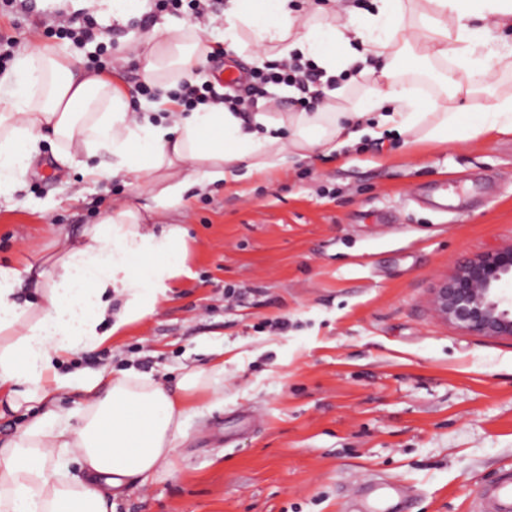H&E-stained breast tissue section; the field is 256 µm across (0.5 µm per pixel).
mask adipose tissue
<instances>
[{
	"mask_svg": "<svg viewBox=\"0 0 512 512\" xmlns=\"http://www.w3.org/2000/svg\"><path fill=\"white\" fill-rule=\"evenodd\" d=\"M223 18L228 51H252L257 63L270 52L310 59L329 77L355 70L360 96L343 106V89H332L323 110L277 118L261 110L246 119L211 104L136 109L117 80L53 52H25L0 77V197L49 137L56 162L93 181L132 177L137 196L162 215L184 208L190 187H231L239 169L274 173L289 158L365 134L395 130L431 142L512 134V92L491 81L493 69L512 70V51L491 65L476 56L482 24L512 26V0H373L371 11L343 21L325 8L301 19L295 0H225ZM121 50L163 88L169 77L197 75L213 46L200 26L166 21ZM413 69L434 80L437 94L407 78ZM386 103L393 109L384 114ZM61 245L37 272L0 263V393L12 411L41 407L0 444V512H112V492L127 478L145 486L171 473L190 396L224 375L220 362L192 368L172 391L131 370L112 378L60 372L65 355L97 349L155 312L185 271L187 230L145 223L130 201ZM24 285L32 297L22 302ZM76 390L84 400L68 419L58 402Z\"/></svg>",
	"mask_w": 512,
	"mask_h": 512,
	"instance_id": "1",
	"label": "adipose tissue"
}]
</instances>
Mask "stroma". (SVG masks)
<instances>
[{"label": "stroma", "mask_w": 512, "mask_h": 512, "mask_svg": "<svg viewBox=\"0 0 512 512\" xmlns=\"http://www.w3.org/2000/svg\"><path fill=\"white\" fill-rule=\"evenodd\" d=\"M61 13L37 0L35 13H0V30L142 83L139 60H116L141 18L95 14L101 44L78 49L49 32ZM54 149L44 141L0 206L1 261L40 262L132 196L127 178L84 181ZM188 197L167 217L188 229V274L154 315L60 365L173 387L184 367L224 362L223 406L196 393L172 474L114 490V512H381L388 497L402 512H472L512 472V339L463 332L430 307L461 258L512 244V134L365 135ZM229 286L246 296L225 301Z\"/></svg>", "instance_id": "1"}]
</instances>
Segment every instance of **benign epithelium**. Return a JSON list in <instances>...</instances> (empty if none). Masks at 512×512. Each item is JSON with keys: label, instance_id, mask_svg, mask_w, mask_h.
I'll list each match as a JSON object with an SVG mask.
<instances>
[{"label": "benign epithelium", "instance_id": "7a95c632", "mask_svg": "<svg viewBox=\"0 0 512 512\" xmlns=\"http://www.w3.org/2000/svg\"><path fill=\"white\" fill-rule=\"evenodd\" d=\"M511 279L512 244L468 258L432 289V311L462 331L512 339Z\"/></svg>", "mask_w": 512, "mask_h": 512}]
</instances>
